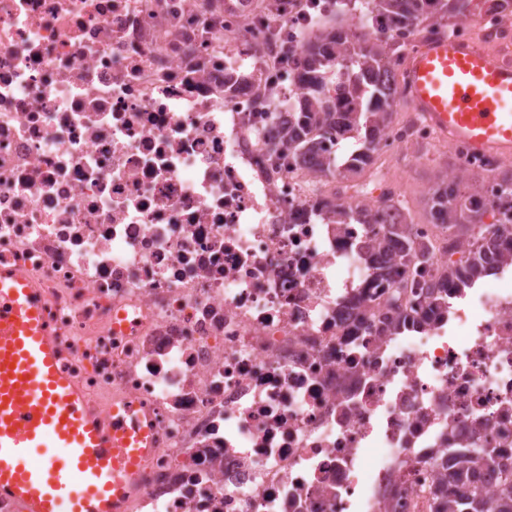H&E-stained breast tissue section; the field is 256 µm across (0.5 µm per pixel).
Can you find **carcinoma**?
<instances>
[{
	"instance_id": "1",
	"label": "carcinoma",
	"mask_w": 512,
	"mask_h": 512,
	"mask_svg": "<svg viewBox=\"0 0 512 512\" xmlns=\"http://www.w3.org/2000/svg\"><path fill=\"white\" fill-rule=\"evenodd\" d=\"M377 11L383 15L388 25L410 26L420 17L432 10V14L443 19L449 15L462 17L469 10L470 0H375ZM298 77L310 91L307 100L300 103L294 113V121L282 130L278 148L280 152L274 158L280 160L288 153L306 149L319 138L326 139L342 131L365 132V147L360 152L349 156L353 165L348 171L356 170V165L368 161L377 138L390 122L392 103L389 97L372 84L373 73H378L385 66L386 51L377 40L364 39L352 41L341 30L330 27L314 39L298 46L296 50ZM344 70L365 88L371 89L369 102L365 108L349 111L344 99L349 93V86L336 75V69ZM336 78V99L321 100L323 82L327 78ZM337 224L378 223V219L367 220L362 212H350L338 205L328 207ZM431 219L440 224L460 227L474 235L480 228V202L473 193L461 191L455 181L443 178L429 198ZM384 240L398 243L396 261L412 270L428 262L430 248L418 243L406 234L403 224H390L386 229ZM482 260L476 256L457 268L449 275L452 288H471L482 275ZM491 448H450L448 462V479L463 485L464 490L446 500L434 499L435 512H512V468L504 466L499 469V488L495 503L488 504L483 484L482 468L491 459Z\"/></svg>"
}]
</instances>
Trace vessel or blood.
I'll use <instances>...</instances> for the list:
<instances>
[{
	"mask_svg": "<svg viewBox=\"0 0 512 512\" xmlns=\"http://www.w3.org/2000/svg\"><path fill=\"white\" fill-rule=\"evenodd\" d=\"M406 98L446 143L512 157V65L444 37L413 53ZM103 432L80 383L59 364V347L36 285L0 267V497L26 512H124L151 432L130 403L111 410ZM65 456L29 462L46 441Z\"/></svg>",
	"mask_w": 512,
	"mask_h": 512,
	"instance_id": "b4317fda",
	"label": "vessel or blood"
}]
</instances>
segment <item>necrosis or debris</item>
Masks as SVG:
<instances>
[{
  "label": "necrosis or debris",
  "instance_id": "necrosis-or-debris-1",
  "mask_svg": "<svg viewBox=\"0 0 512 512\" xmlns=\"http://www.w3.org/2000/svg\"><path fill=\"white\" fill-rule=\"evenodd\" d=\"M405 62L451 35L512 52V8L479 0L446 24L382 26ZM255 0H0V265L45 300L64 369L92 410L135 401L154 443L126 512H428L446 449L512 462V242L481 285L443 278L469 239L434 246L425 287L375 279L378 225L331 223L333 200L405 221L400 182L276 164L274 118L308 97ZM416 111L377 156L417 163ZM482 224L512 222L502 159L463 144ZM405 285L416 329L393 331Z\"/></svg>",
  "mask_w": 512,
  "mask_h": 512
}]
</instances>
